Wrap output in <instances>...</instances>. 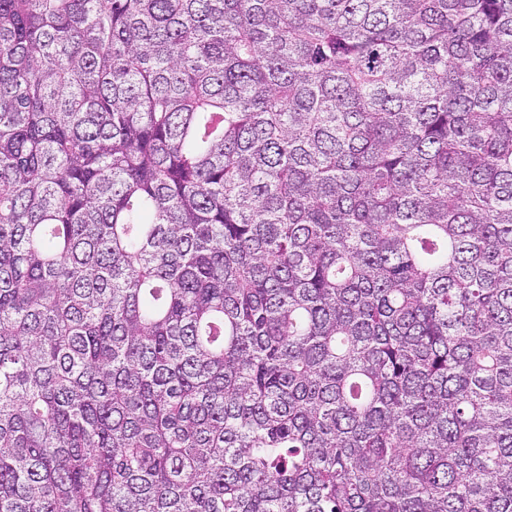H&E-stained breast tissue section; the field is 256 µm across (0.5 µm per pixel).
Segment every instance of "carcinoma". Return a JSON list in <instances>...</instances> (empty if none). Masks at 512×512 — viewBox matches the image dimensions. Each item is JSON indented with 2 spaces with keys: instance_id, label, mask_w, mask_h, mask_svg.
<instances>
[{
  "instance_id": "cac0c4a2",
  "label": "carcinoma",
  "mask_w": 512,
  "mask_h": 512,
  "mask_svg": "<svg viewBox=\"0 0 512 512\" xmlns=\"http://www.w3.org/2000/svg\"><path fill=\"white\" fill-rule=\"evenodd\" d=\"M0 512H512V0H0Z\"/></svg>"
}]
</instances>
